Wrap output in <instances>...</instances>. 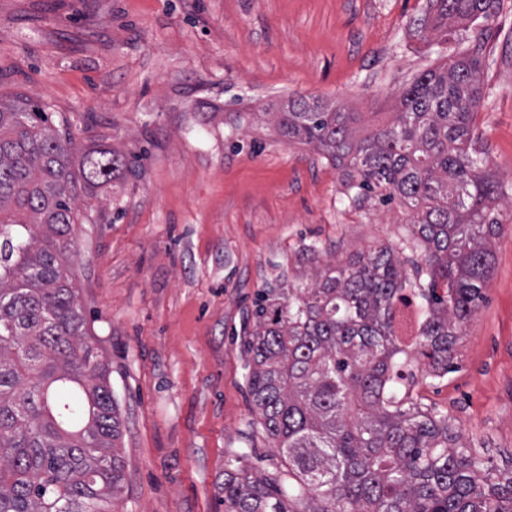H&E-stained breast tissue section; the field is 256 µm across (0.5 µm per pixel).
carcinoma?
Wrapping results in <instances>:
<instances>
[{
  "mask_svg": "<svg viewBox=\"0 0 512 512\" xmlns=\"http://www.w3.org/2000/svg\"><path fill=\"white\" fill-rule=\"evenodd\" d=\"M497 0H432L442 37ZM478 50L420 73L393 121L364 135L355 113L298 96L276 125L290 143L350 169L347 197L412 213L411 235L308 288L258 294L240 345L251 411L285 460L268 477L235 454L224 512H512V475L418 403L414 367L454 370L464 323L485 300L502 214L497 175L474 130ZM39 100L0 96V512H112L125 467L109 362L88 340L68 265L89 192L132 174L110 149L82 155Z\"/></svg>",
  "mask_w": 512,
  "mask_h": 512,
  "instance_id": "cac0c4a2",
  "label": "carcinoma"
}]
</instances>
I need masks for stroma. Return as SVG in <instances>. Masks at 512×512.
<instances>
[{
	"mask_svg": "<svg viewBox=\"0 0 512 512\" xmlns=\"http://www.w3.org/2000/svg\"><path fill=\"white\" fill-rule=\"evenodd\" d=\"M430 0H0V95L45 102L78 146L137 155V175L79 196L69 258L123 420L116 512H224V461L264 475L282 456L248 401L236 335L261 289L298 288L407 235L399 204L350 205L342 168L271 118L289 97L393 120L422 71L478 49L475 128L512 213V0L444 41ZM315 246L308 258L307 246ZM485 300L456 372L416 371L425 407L512 469V224L494 240Z\"/></svg>",
	"mask_w": 512,
	"mask_h": 512,
	"instance_id": "obj_1",
	"label": "stroma"
}]
</instances>
